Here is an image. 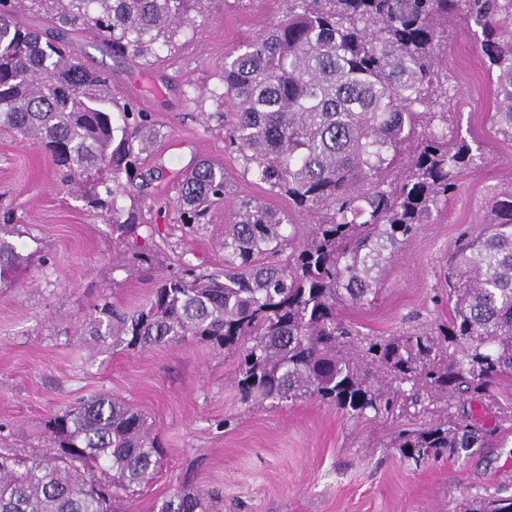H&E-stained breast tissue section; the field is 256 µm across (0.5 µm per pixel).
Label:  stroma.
<instances>
[{"instance_id": "1", "label": "stroma", "mask_w": 512, "mask_h": 512, "mask_svg": "<svg viewBox=\"0 0 512 512\" xmlns=\"http://www.w3.org/2000/svg\"><path fill=\"white\" fill-rule=\"evenodd\" d=\"M282 9L279 0H210L178 50L159 47L145 61L103 54L90 34L76 37L81 61L110 70L113 96L139 101L160 131L135 200L159 214L140 230L157 254L149 270L121 266L106 214L68 196L50 157L0 127V213H12V242L23 258L13 278L0 283V425L13 432L14 447L37 450L45 419L78 399L125 400L145 415L165 454L129 512H153L156 500L183 485L222 487L220 512H462L497 491L512 494V421L503 418L512 408V379L497 386L493 400L470 405L488 431L485 447L415 467L385 445L395 419H352L311 400L242 404L237 359L206 344L139 351L87 345L94 304L138 308L181 262L205 273L223 267L230 209L216 208L211 223L188 234L166 205L184 170L208 159L224 168L235 195L287 209L285 199L244 174L224 128L205 118L225 54L279 20ZM447 52L448 115L481 144L485 164L464 173L437 222L401 247L377 302L345 310L374 336L412 319L447 318L438 293L443 264L460 232L476 229L491 189L512 179V140L495 132V87L476 37L456 26ZM159 168L164 177L156 176Z\"/></svg>"}]
</instances>
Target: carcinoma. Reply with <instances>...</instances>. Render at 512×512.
Listing matches in <instances>:
<instances>
[{"mask_svg": "<svg viewBox=\"0 0 512 512\" xmlns=\"http://www.w3.org/2000/svg\"><path fill=\"white\" fill-rule=\"evenodd\" d=\"M209 2L0 0V127L47 152L59 185L108 214L133 267L151 262L139 233L147 220L121 200L134 196L158 131L136 101L112 99L110 71L85 66L69 35L88 31L112 56L140 59L177 49ZM281 2L282 19L224 56L207 118L288 210L232 197L224 168L200 161L178 180L179 222L207 224L231 204L224 270L170 275L138 310L97 305L90 336L128 350L202 342L236 354L246 402L313 400L353 418L420 407L429 423L383 444L408 463L481 448L483 424L458 403L512 377V184L492 192L482 228L448 258V320L368 336L341 310L375 302L384 265L484 162L448 123V22L478 37L496 130L512 138V0ZM13 229L4 216L0 282L20 266ZM44 435L39 453L0 448V512H120L161 467L146 417L117 397L69 406ZM223 501L218 487L184 488L154 512H217ZM471 512H512V495Z\"/></svg>", "mask_w": 512, "mask_h": 512, "instance_id": "carcinoma-1", "label": "carcinoma"}]
</instances>
